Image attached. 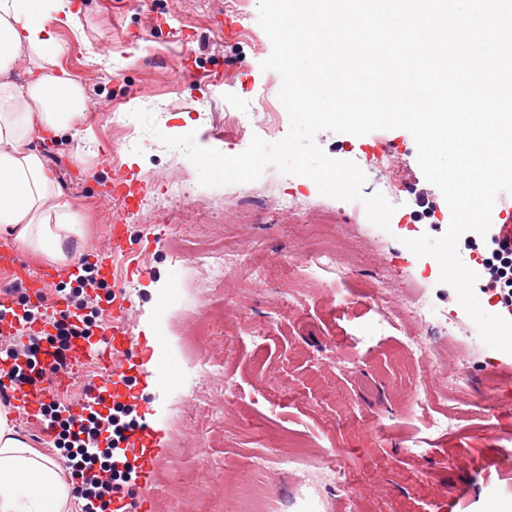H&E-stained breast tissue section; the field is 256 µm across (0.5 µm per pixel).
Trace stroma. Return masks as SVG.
<instances>
[{"instance_id":"stroma-1","label":"stroma","mask_w":512,"mask_h":512,"mask_svg":"<svg viewBox=\"0 0 512 512\" xmlns=\"http://www.w3.org/2000/svg\"><path fill=\"white\" fill-rule=\"evenodd\" d=\"M81 27L58 31L56 60L98 109L88 122L96 142L76 155L69 138L38 142L64 195L82 212L87 234L81 250L109 255L108 225L127 227L126 248L139 269L114 258L111 290H98L100 312L110 292H127L129 320L140 338L138 357L153 355L157 369L127 372L128 394L153 401L165 430L166 464L151 475L161 489L163 512H255L276 505L298 512L306 494L317 512H512V355L495 366L498 384L482 381L489 346L471 343L476 328L459 312L455 290L429 276V260L401 242L399 223H434L442 236L451 212L441 191L425 179L412 135L403 129L364 136L321 132L317 144L332 158L356 162L367 176L364 195L398 198L390 230L373 225L365 210L321 197L309 178L266 167L243 184L237 200L222 187H206L181 151L160 135L195 133L196 141L227 155L244 151L253 137L275 142L289 131L279 100L282 79L262 70L272 44L258 22V0H75ZM190 59L196 79L184 78ZM165 106L158 134L141 124L120 125L116 112ZM392 163L370 164L380 143ZM138 188L133 204L105 200L113 164ZM322 199L312 211L287 210L281 198ZM332 224L356 253L312 275L293 262L310 246V225ZM230 246L239 259L214 279L196 267L213 244ZM268 276L256 278L253 262ZM351 295L336 304L331 291ZM384 290L395 327L364 335L377 312L371 290ZM423 294L440 312H458L455 337L466 352L424 372L441 389L452 375L469 376L472 389L454 431L435 433L430 408L410 400L412 367L405 332L420 323L405 299ZM167 400H158L159 388ZM385 425L373 432L372 422ZM300 441L310 448L344 451L355 495L340 492L323 467L289 475L260 470L255 457L267 448ZM419 444L421 455L409 453Z\"/></svg>"}]
</instances>
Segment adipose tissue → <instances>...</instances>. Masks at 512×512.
Here are the masks:
<instances>
[{
	"label": "adipose tissue",
	"mask_w": 512,
	"mask_h": 512,
	"mask_svg": "<svg viewBox=\"0 0 512 512\" xmlns=\"http://www.w3.org/2000/svg\"><path fill=\"white\" fill-rule=\"evenodd\" d=\"M61 26H80L73 0H0V239L52 263L68 261L85 226L33 144L67 137L81 148L94 139L81 125L82 86L56 69ZM21 53L33 78L19 85L11 74ZM76 504L64 466L21 439L11 408L0 405V512H74Z\"/></svg>",
	"instance_id": "obj_1"
}]
</instances>
